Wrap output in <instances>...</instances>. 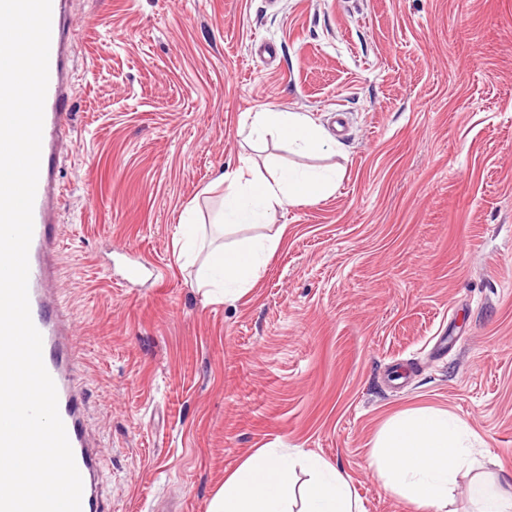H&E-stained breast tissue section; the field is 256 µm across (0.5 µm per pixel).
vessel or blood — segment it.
I'll return each mask as SVG.
<instances>
[{
	"label": "vessel or blood",
	"instance_id": "b4317fda",
	"mask_svg": "<svg viewBox=\"0 0 512 512\" xmlns=\"http://www.w3.org/2000/svg\"><path fill=\"white\" fill-rule=\"evenodd\" d=\"M77 31L75 21L65 15L64 0H52L49 83L33 207L28 292L31 318L42 335L43 362L56 385L59 414L83 481L81 512H105L98 482L100 450L85 427V400L74 370L69 314L58 299L53 281V257L57 245L55 201L61 193L55 168L57 156L68 136L67 111L72 99V84L67 56Z\"/></svg>",
	"mask_w": 512,
	"mask_h": 512
}]
</instances>
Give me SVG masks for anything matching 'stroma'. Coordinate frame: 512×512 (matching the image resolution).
<instances>
[{
  "label": "stroma",
  "mask_w": 512,
  "mask_h": 512,
  "mask_svg": "<svg viewBox=\"0 0 512 512\" xmlns=\"http://www.w3.org/2000/svg\"><path fill=\"white\" fill-rule=\"evenodd\" d=\"M79 24L70 135L56 164V275L73 315L86 424L112 512H208L258 448L314 454L364 512H414L369 464L394 415L448 411L512 479V0H66ZM274 47L259 61L255 49ZM301 112L307 160L240 135ZM348 117L335 131L336 111ZM333 166L335 191L284 205L258 283L230 302L174 246L204 244L240 156ZM163 270L127 279L130 252ZM248 114L252 133L272 135L303 152H318L326 148L324 129L306 114L280 112L274 108ZM195 222V208L188 206L184 210L182 216V222H180L179 241L183 240V246L179 254L178 259L180 260L183 256V250L185 247H194L198 239V227Z\"/></svg>",
  "instance_id": "stroma-1"
}]
</instances>
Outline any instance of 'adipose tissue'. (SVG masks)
Wrapping results in <instances>:
<instances>
[{"label": "adipose tissue", "mask_w": 512, "mask_h": 512, "mask_svg": "<svg viewBox=\"0 0 512 512\" xmlns=\"http://www.w3.org/2000/svg\"><path fill=\"white\" fill-rule=\"evenodd\" d=\"M249 119L252 133L272 135L300 151L318 152L327 145L323 128L308 115L268 108L250 113ZM335 189V173L283 170L267 176L251 157L244 156L236 169L221 174L205 191L221 192L225 227L242 228L272 222L283 204L312 205ZM283 236L279 230L212 249L197 270V287L219 282L225 300L239 299L261 278ZM473 462L461 426L447 412L434 408L406 410L391 418L371 456L385 487L415 505L418 512H447L459 471ZM307 467L309 479L297 485L291 456L259 449L225 476L209 512H287L285 503L295 494L302 501L300 512H363L336 466L311 455ZM467 495L478 512H512V483L475 479Z\"/></svg>", "instance_id": "adipose-tissue-1"}]
</instances>
